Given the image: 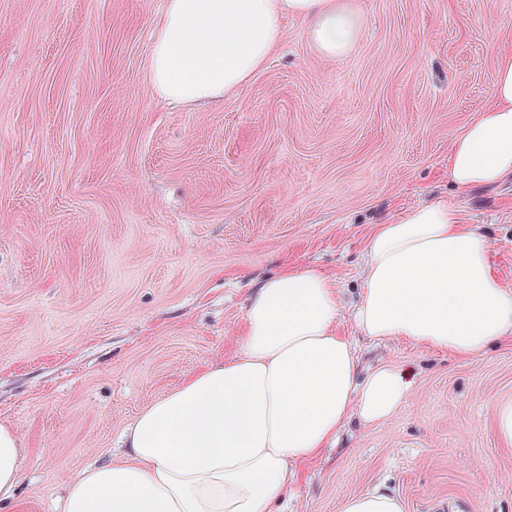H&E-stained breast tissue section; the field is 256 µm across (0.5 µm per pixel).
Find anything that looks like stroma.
Listing matches in <instances>:
<instances>
[{
  "label": "stroma",
  "instance_id": "stroma-1",
  "mask_svg": "<svg viewBox=\"0 0 512 512\" xmlns=\"http://www.w3.org/2000/svg\"><path fill=\"white\" fill-rule=\"evenodd\" d=\"M351 50L301 17L217 102L152 90L167 0H0V424L22 438L17 500L62 512L69 478L121 455L138 412L238 353L249 297L314 267L341 294L362 368L412 385L385 423L345 427L274 512H340L386 490L404 512H512V341L474 358L372 341L351 312L375 225L443 201L487 234L512 289V179L460 192L452 137L492 101L512 0H349ZM497 436L506 444H512V401L502 402L496 414Z\"/></svg>",
  "mask_w": 512,
  "mask_h": 512
}]
</instances>
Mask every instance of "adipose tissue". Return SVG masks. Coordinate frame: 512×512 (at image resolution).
I'll return each mask as SVG.
<instances>
[{
	"mask_svg": "<svg viewBox=\"0 0 512 512\" xmlns=\"http://www.w3.org/2000/svg\"><path fill=\"white\" fill-rule=\"evenodd\" d=\"M336 56L359 27L346 0H168L154 27L150 85L174 103L217 100L262 69L286 17ZM512 176V54L498 64L493 103L451 143L448 177L467 191ZM354 309L362 336L407 339L474 357L512 336V289L497 278L484 231L445 202L407 209L367 241ZM341 301L314 268L262 282L245 310L239 352L154 401L123 430L120 459L66 485L64 512H271L300 464L334 443L350 419L386 421L408 398L404 374L362 373L338 335ZM22 443L0 425V504L15 501Z\"/></svg>",
	"mask_w": 512,
	"mask_h": 512,
	"instance_id": "1",
	"label": "adipose tissue"
}]
</instances>
